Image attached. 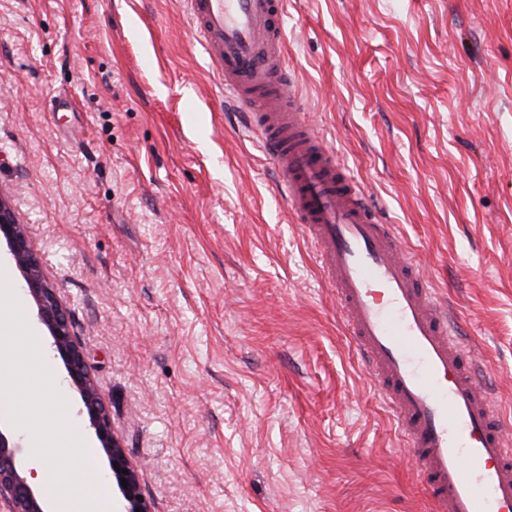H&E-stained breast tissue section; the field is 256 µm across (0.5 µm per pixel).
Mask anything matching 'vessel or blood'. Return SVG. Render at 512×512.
Instances as JSON below:
<instances>
[{
	"label": "vessel or blood",
	"mask_w": 512,
	"mask_h": 512,
	"mask_svg": "<svg viewBox=\"0 0 512 512\" xmlns=\"http://www.w3.org/2000/svg\"><path fill=\"white\" fill-rule=\"evenodd\" d=\"M195 39L249 111L342 322L397 415L428 512H512V430L436 289L299 110L283 0H183Z\"/></svg>",
	"instance_id": "b4317fda"
}]
</instances>
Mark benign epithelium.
I'll return each instance as SVG.
<instances>
[{
  "instance_id": "obj_1",
  "label": "benign epithelium",
  "mask_w": 512,
  "mask_h": 512,
  "mask_svg": "<svg viewBox=\"0 0 512 512\" xmlns=\"http://www.w3.org/2000/svg\"><path fill=\"white\" fill-rule=\"evenodd\" d=\"M5 243L15 269L23 279V290L37 308V318L46 329L48 349L66 370L65 385L79 400L77 415L93 430L106 457V478L112 482L121 512H153V504L142 496L138 470L129 458L112 422L98 382L88 367L81 342L75 334L69 311L57 289L47 278L34 251L28 227L19 223L11 206L0 197V243ZM22 438L17 430L0 427V503L6 512H54L29 484L26 464L19 457ZM119 467H114V464ZM128 470L123 474L122 470ZM128 480L122 486L121 480Z\"/></svg>"
}]
</instances>
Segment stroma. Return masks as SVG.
Returning <instances> with one entry per match:
<instances>
[{"label":"stroma","mask_w":512,"mask_h":512,"mask_svg":"<svg viewBox=\"0 0 512 512\" xmlns=\"http://www.w3.org/2000/svg\"><path fill=\"white\" fill-rule=\"evenodd\" d=\"M308 119L512 418V0H285ZM182 0H0V197L155 512H426Z\"/></svg>","instance_id":"35a3bbf8"}]
</instances>
